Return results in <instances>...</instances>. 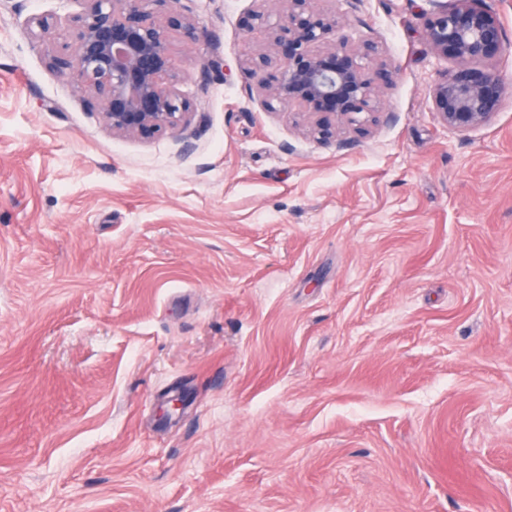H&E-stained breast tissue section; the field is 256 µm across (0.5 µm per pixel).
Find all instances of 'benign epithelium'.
<instances>
[{
    "mask_svg": "<svg viewBox=\"0 0 512 512\" xmlns=\"http://www.w3.org/2000/svg\"><path fill=\"white\" fill-rule=\"evenodd\" d=\"M77 10L33 17L36 39L51 48L49 66L100 111L112 132L150 140L189 125L193 101L178 88L172 38L195 40L203 28L169 5L172 0H71ZM276 13L253 12L249 33L267 32L248 63L271 112L286 110L320 141L349 147L380 121L378 92L394 83L398 66L374 41L349 44L347 17L316 0H277ZM425 39L453 65L431 87L434 112L448 128L487 124L505 86L487 63L512 52L486 0H430ZM66 27L70 41L58 44Z\"/></svg>",
    "mask_w": 512,
    "mask_h": 512,
    "instance_id": "1",
    "label": "benign epithelium"
}]
</instances>
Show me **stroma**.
Returning a JSON list of instances; mask_svg holds the SVG:
<instances>
[{"label": "stroma", "mask_w": 512, "mask_h": 512, "mask_svg": "<svg viewBox=\"0 0 512 512\" xmlns=\"http://www.w3.org/2000/svg\"><path fill=\"white\" fill-rule=\"evenodd\" d=\"M317 5L400 66L350 149L266 110L260 0H177L149 141L50 71L73 0H0V512H512V54L451 130L431 0Z\"/></svg>", "instance_id": "35a3bbf8"}]
</instances>
